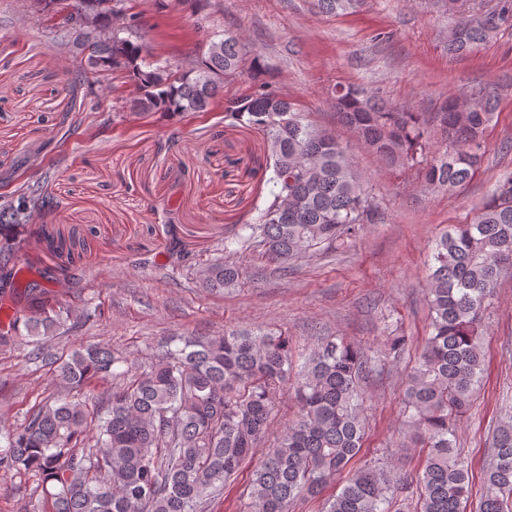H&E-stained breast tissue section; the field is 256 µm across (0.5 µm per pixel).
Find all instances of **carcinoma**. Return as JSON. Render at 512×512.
I'll return each mask as SVG.
<instances>
[{"mask_svg": "<svg viewBox=\"0 0 512 512\" xmlns=\"http://www.w3.org/2000/svg\"><path fill=\"white\" fill-rule=\"evenodd\" d=\"M87 12L88 0H70L50 12L60 46L79 59L69 83L89 74L121 72L134 86V112H207L224 79L245 56L243 35L213 38L175 72L147 60L134 28L115 27L123 0ZM364 0H315L325 14H352ZM512 27V0L459 23L448 33V55L463 56L501 27ZM338 119L357 131L364 145L388 165L417 168L434 189L453 192L481 166L485 132L494 117V92L479 89L449 100L433 115L445 148H434L422 114L387 107L378 93L336 85ZM225 112L265 136L264 158L253 161L259 182L272 185L271 200L249 224L224 238V258L195 271L215 293L237 284L235 255L260 249L285 265L313 247L345 246L374 209L364 177L347 146L312 125L271 81L258 80L250 95L229 102ZM56 203L31 189L21 202L0 204V259L14 281L19 302L11 307L0 347L31 348L49 368L52 392L27 412L17 430L0 428V469L40 477L45 506L26 512H203L204 504L252 457L292 386L296 418L278 442L265 449L250 475L247 512H293L302 493L318 495L334 480L339 492L322 512H467L471 480L457 447V421L473 405L484 354L482 317L503 273L512 270V176L499 180L492 199L473 222L458 224L435 241L428 277L429 336L410 371L405 412L427 454L417 479L384 463L351 467L363 447L364 398L360 381L378 362L405 349L404 336H390L382 357L370 356L336 336H319L305 361L293 364V343L282 334L240 328L194 337L134 374L112 347L82 344L56 356L47 346L67 330L72 314L49 305L39 283L8 267L23 236L31 234L49 261L48 277L72 276L76 261L64 240L43 224L27 227L30 209ZM112 381L107 404L97 385ZM416 485V496L404 495ZM476 512H512V420L491 440L484 489Z\"/></svg>", "mask_w": 512, "mask_h": 512, "instance_id": "1", "label": "carcinoma"}]
</instances>
